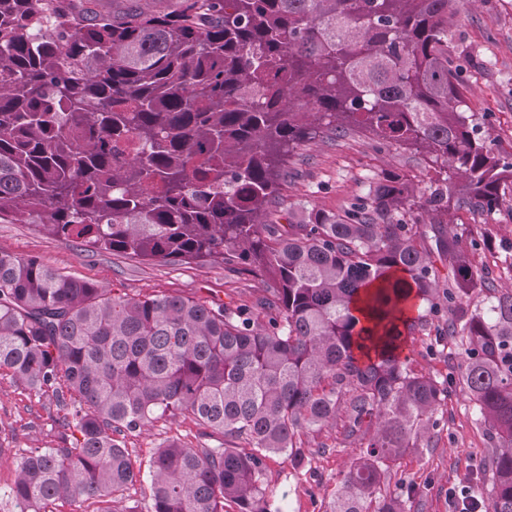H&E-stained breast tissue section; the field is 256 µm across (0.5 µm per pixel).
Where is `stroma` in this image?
<instances>
[{"label":"stroma","mask_w":512,"mask_h":512,"mask_svg":"<svg viewBox=\"0 0 512 512\" xmlns=\"http://www.w3.org/2000/svg\"><path fill=\"white\" fill-rule=\"evenodd\" d=\"M451 64L460 69L472 112L486 115L499 151L512 153V0H457L448 16ZM399 172L418 194H430L437 173L427 157L395 150L367 133L317 139L289 159L281 179L277 209L283 224L300 223L313 209L342 214L366 204L385 174ZM507 205L487 216L456 213L465 241L475 242L474 266L500 287L512 285V192ZM0 249L20 257H36L66 274L108 291L130 296L166 292L201 297L213 303H251L263 283L252 275L221 265L147 262L133 255L91 252L81 241L43 234L31 224H0ZM447 310L416 326L405 353L414 372L445 383L448 395L439 410L442 421L427 447L410 450L392 463L381 489L402 496L408 512H448V491L469 484L481 492L480 470L494 450L481 414L461 390L460 337L436 335ZM54 401L38 396L0 375V490L16 478L17 454L53 448L59 443ZM177 438L196 448H214L219 437H207L189 414L160 420L145 431L125 433L133 460ZM357 443L346 442L342 425L309 436L300 459L275 455L265 461L264 483L273 512H329L335 491L353 460Z\"/></svg>","instance_id":"1"}]
</instances>
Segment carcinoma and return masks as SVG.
I'll list each match as a JSON object with an SVG mask.
<instances>
[{
    "label": "carcinoma",
    "instance_id": "carcinoma-1",
    "mask_svg": "<svg viewBox=\"0 0 512 512\" xmlns=\"http://www.w3.org/2000/svg\"><path fill=\"white\" fill-rule=\"evenodd\" d=\"M453 0H179L121 14L96 0H0V223L95 251L220 262L268 287L249 305L113 295L0 250V373L52 397L60 444L23 452L14 512L97 499L150 479L151 512H268L264 460L296 458L333 424L361 442L330 512H406L391 463L439 426L448 388L401 360L448 303L460 382L495 442L490 512H512V287L475 269L457 230L399 224L401 174L343 215L277 224L288 156L350 128L445 169L426 211L491 214L512 157L465 102L448 61ZM136 142L122 158L118 144ZM452 287L437 289L434 260ZM485 295L471 309L464 299ZM187 411L222 448L170 440L145 467L118 439ZM248 449H241L237 442Z\"/></svg>",
    "mask_w": 512,
    "mask_h": 512
}]
</instances>
